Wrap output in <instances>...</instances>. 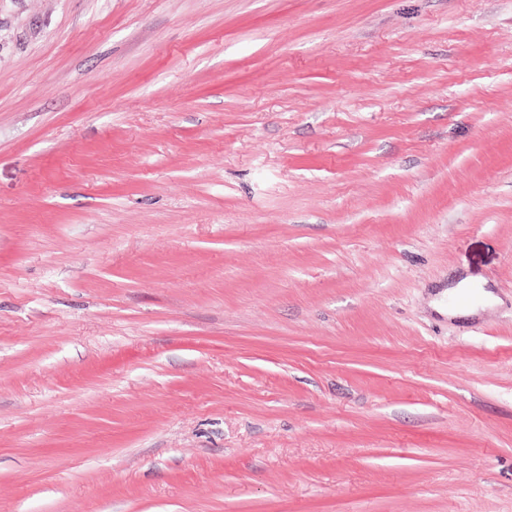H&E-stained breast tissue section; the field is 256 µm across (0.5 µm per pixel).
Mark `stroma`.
Listing matches in <instances>:
<instances>
[{
	"instance_id": "stroma-1",
	"label": "stroma",
	"mask_w": 512,
	"mask_h": 512,
	"mask_svg": "<svg viewBox=\"0 0 512 512\" xmlns=\"http://www.w3.org/2000/svg\"><path fill=\"white\" fill-rule=\"evenodd\" d=\"M0 512H512V0H0Z\"/></svg>"
}]
</instances>
